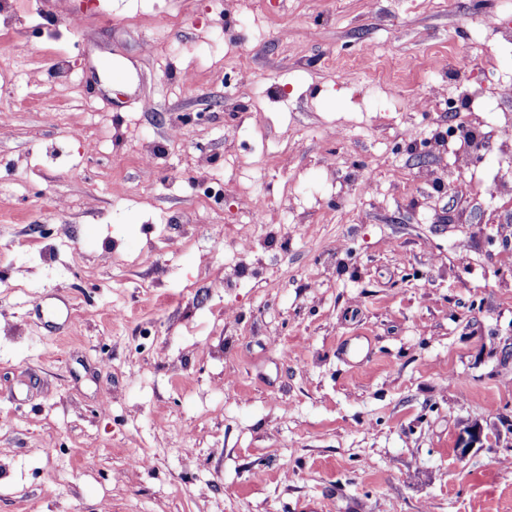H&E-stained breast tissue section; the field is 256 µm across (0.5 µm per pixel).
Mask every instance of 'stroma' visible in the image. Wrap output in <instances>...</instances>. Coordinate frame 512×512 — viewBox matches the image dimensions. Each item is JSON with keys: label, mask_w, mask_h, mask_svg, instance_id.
I'll use <instances>...</instances> for the list:
<instances>
[{"label": "stroma", "mask_w": 512, "mask_h": 512, "mask_svg": "<svg viewBox=\"0 0 512 512\" xmlns=\"http://www.w3.org/2000/svg\"><path fill=\"white\" fill-rule=\"evenodd\" d=\"M506 7L6 0L0 512H512ZM512 124L510 119L504 120L500 122L499 129H489L485 126V131L483 134L482 142H479L481 145L491 144L495 145L499 152L505 156L511 158L512 156V136L509 133H506V130L511 131ZM461 128H463V122L460 120L457 124L448 126V132L446 135L448 134V142L456 148L455 153L458 169L464 170L469 168L471 164L470 153L474 152L478 146L474 144L477 141L473 140L470 134L464 141L456 139L455 133Z\"/></svg>", "instance_id": "obj_1"}]
</instances>
